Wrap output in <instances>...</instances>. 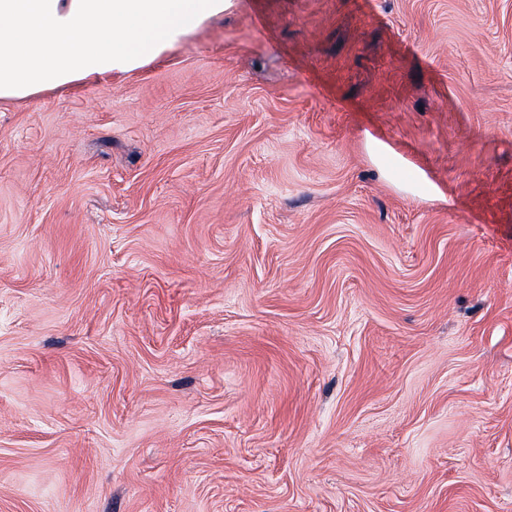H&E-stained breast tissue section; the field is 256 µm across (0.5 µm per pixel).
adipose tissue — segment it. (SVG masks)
I'll use <instances>...</instances> for the list:
<instances>
[{
  "label": "adipose tissue",
  "instance_id": "adipose-tissue-1",
  "mask_svg": "<svg viewBox=\"0 0 512 512\" xmlns=\"http://www.w3.org/2000/svg\"><path fill=\"white\" fill-rule=\"evenodd\" d=\"M225 0H0V102L133 72Z\"/></svg>",
  "mask_w": 512,
  "mask_h": 512
}]
</instances>
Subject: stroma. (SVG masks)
<instances>
[{
    "label": "stroma",
    "mask_w": 512,
    "mask_h": 512,
    "mask_svg": "<svg viewBox=\"0 0 512 512\" xmlns=\"http://www.w3.org/2000/svg\"><path fill=\"white\" fill-rule=\"evenodd\" d=\"M0 512H512V0L1 102Z\"/></svg>",
    "instance_id": "35a3bbf8"
}]
</instances>
